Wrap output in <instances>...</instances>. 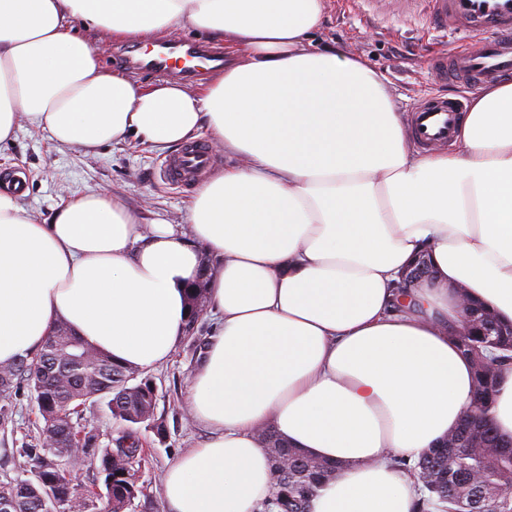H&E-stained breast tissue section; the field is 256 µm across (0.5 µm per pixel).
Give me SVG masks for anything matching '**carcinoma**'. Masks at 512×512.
Wrapping results in <instances>:
<instances>
[{"label":"carcinoma","instance_id":"1","mask_svg":"<svg viewBox=\"0 0 512 512\" xmlns=\"http://www.w3.org/2000/svg\"><path fill=\"white\" fill-rule=\"evenodd\" d=\"M189 305L191 331L206 309L204 279L190 289ZM468 312V324L452 328V335L473 368L472 401L463 425L448 433V447L428 448L408 467L422 491L413 512H501L498 489L512 485V447L500 444L489 418L497 380L512 370V335L479 306L470 305ZM488 324L506 335H484ZM22 382L37 402L40 446L23 449L30 477L0 481V504L9 512H126L133 507L144 495L139 472L147 456L136 426H148L161 440L166 436L164 420L156 413L155 384L62 322L52 326L32 356L0 365V399ZM96 396L109 397L112 417L120 424L113 447H99L98 435L80 425L88 401ZM265 433L271 462L286 454L288 470L272 484L262 507L307 512L309 500L340 475L341 467L286 446L271 429ZM75 449L99 459L105 492L74 483Z\"/></svg>","mask_w":512,"mask_h":512}]
</instances>
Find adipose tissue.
<instances>
[{
    "instance_id": "1",
    "label": "adipose tissue",
    "mask_w": 512,
    "mask_h": 512,
    "mask_svg": "<svg viewBox=\"0 0 512 512\" xmlns=\"http://www.w3.org/2000/svg\"><path fill=\"white\" fill-rule=\"evenodd\" d=\"M323 0H0V145L19 120L94 151L175 150L208 130L241 165L185 225L84 194L44 220L0 190V365L65 321L136 370L165 363L206 275L215 327L190 378L208 436L166 471L167 512H257L274 430L343 475L309 512H413L418 460L463 419L473 370L449 336L461 295L512 323V81L479 88L449 153L419 154L381 76L314 48ZM195 30L230 65L197 89L104 70L87 34ZM430 272L397 304L420 255Z\"/></svg>"
}]
</instances>
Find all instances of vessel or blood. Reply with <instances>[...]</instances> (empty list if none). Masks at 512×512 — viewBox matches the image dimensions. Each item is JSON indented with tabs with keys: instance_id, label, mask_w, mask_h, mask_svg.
<instances>
[{
	"instance_id": "b4317fda",
	"label": "vessel or blood",
	"mask_w": 512,
	"mask_h": 512,
	"mask_svg": "<svg viewBox=\"0 0 512 512\" xmlns=\"http://www.w3.org/2000/svg\"><path fill=\"white\" fill-rule=\"evenodd\" d=\"M434 23L454 35L474 37V44L443 56L431 64L447 83L479 86L512 74V0H426ZM127 66L149 68L166 75L193 78L204 67L223 65L222 55L202 46L178 49L164 46L156 58L145 61L128 55ZM466 110L463 99L436 95L421 101L413 110L410 127L422 147L452 141L455 129ZM215 162L204 145L190 144L163 167L164 177L182 188L193 186Z\"/></svg>"
}]
</instances>
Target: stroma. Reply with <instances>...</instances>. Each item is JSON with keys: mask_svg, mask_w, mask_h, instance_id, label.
<instances>
[{"mask_svg": "<svg viewBox=\"0 0 512 512\" xmlns=\"http://www.w3.org/2000/svg\"><path fill=\"white\" fill-rule=\"evenodd\" d=\"M317 39L364 57L382 76L400 112H408L417 99L436 91L451 97L471 95L469 89L441 83L433 72L432 57L453 51L459 41L436 28L424 12L402 16L393 2L381 9L368 0H324V24ZM165 157V152L133 140L94 153L61 147L46 131L23 122L14 142L0 148V188L24 177L27 192L20 202L40 218L51 216L74 196L96 191L118 197L144 221L182 224L194 192L166 183L160 174ZM213 330L211 315L203 314L167 363L146 373L157 387V415L167 434L161 440L149 427L138 428L149 461L142 468L146 491L135 501L137 512H164V470L205 437L190 418L187 404L189 379L199 364L196 346L209 341ZM7 404L13 415L0 424V481L22 475L26 460L19 450L39 437L38 407L29 388L18 387Z\"/></svg>", "mask_w": 512, "mask_h": 512, "instance_id": "stroma-1", "label": "stroma"}]
</instances>
